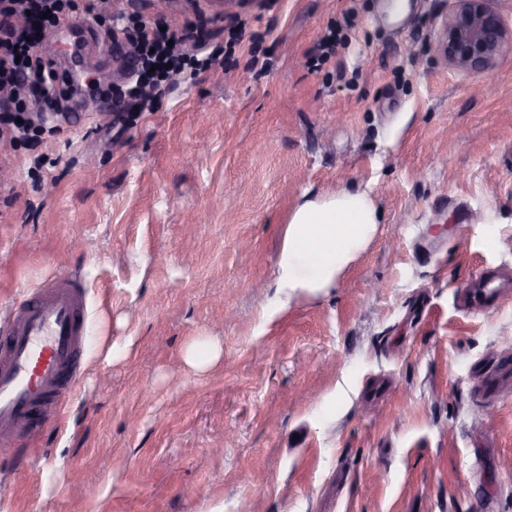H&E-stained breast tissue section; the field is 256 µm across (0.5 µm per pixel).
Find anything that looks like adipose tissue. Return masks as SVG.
Returning a JSON list of instances; mask_svg holds the SVG:
<instances>
[{
    "instance_id": "adipose-tissue-1",
    "label": "adipose tissue",
    "mask_w": 512,
    "mask_h": 512,
    "mask_svg": "<svg viewBox=\"0 0 512 512\" xmlns=\"http://www.w3.org/2000/svg\"><path fill=\"white\" fill-rule=\"evenodd\" d=\"M378 223L368 192L342 189L304 196L288 218L275 270L278 293L269 311H285L296 297L335 287L372 240Z\"/></svg>"
}]
</instances>
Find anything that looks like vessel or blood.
Instances as JSON below:
<instances>
[{
	"label": "vessel or blood",
	"mask_w": 512,
	"mask_h": 512,
	"mask_svg": "<svg viewBox=\"0 0 512 512\" xmlns=\"http://www.w3.org/2000/svg\"><path fill=\"white\" fill-rule=\"evenodd\" d=\"M83 310L84 296L70 279L15 300L0 344V455L12 451L34 408L53 415L70 398Z\"/></svg>",
	"instance_id": "obj_1"
}]
</instances>
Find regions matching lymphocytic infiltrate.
<instances>
[{"label": "lymphocytic infiltrate", "mask_w": 512, "mask_h": 512, "mask_svg": "<svg viewBox=\"0 0 512 512\" xmlns=\"http://www.w3.org/2000/svg\"><path fill=\"white\" fill-rule=\"evenodd\" d=\"M72 15V0H0V111L28 118L51 111L58 99L56 75L36 52L38 32ZM191 29L161 30L150 19H139L136 50L143 61L132 95L140 109H150L157 82L184 71Z\"/></svg>", "instance_id": "lymphocytic-infiltrate-1"}]
</instances>
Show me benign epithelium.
I'll return each mask as SVG.
<instances>
[{"label": "benign epithelium", "mask_w": 512, "mask_h": 512, "mask_svg": "<svg viewBox=\"0 0 512 512\" xmlns=\"http://www.w3.org/2000/svg\"><path fill=\"white\" fill-rule=\"evenodd\" d=\"M488 0H454L448 14L439 51L448 64L475 72H487L507 47H512V31H507Z\"/></svg>", "instance_id": "7a95c632"}]
</instances>
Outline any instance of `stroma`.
<instances>
[{
	"mask_svg": "<svg viewBox=\"0 0 512 512\" xmlns=\"http://www.w3.org/2000/svg\"><path fill=\"white\" fill-rule=\"evenodd\" d=\"M405 3L112 0L38 45L78 85L0 135V315L75 274L82 378L0 458V512H512V50L454 68L451 0ZM141 15L205 24L215 59L116 112ZM344 188L375 237L268 316L289 215Z\"/></svg>",
	"mask_w": 512,
	"mask_h": 512,
	"instance_id": "stroma-1",
	"label": "stroma"
}]
</instances>
